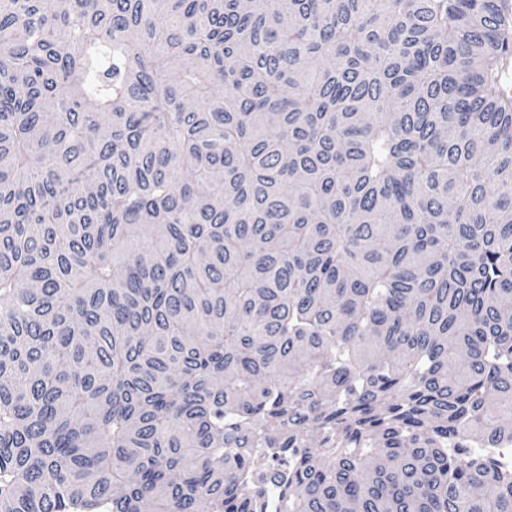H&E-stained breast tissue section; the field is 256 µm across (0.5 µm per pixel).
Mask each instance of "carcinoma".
Segmentation results:
<instances>
[{
    "mask_svg": "<svg viewBox=\"0 0 512 512\" xmlns=\"http://www.w3.org/2000/svg\"><path fill=\"white\" fill-rule=\"evenodd\" d=\"M512 0H0V512H512ZM255 448H269L260 458Z\"/></svg>",
    "mask_w": 512,
    "mask_h": 512,
    "instance_id": "1",
    "label": "carcinoma"
}]
</instances>
